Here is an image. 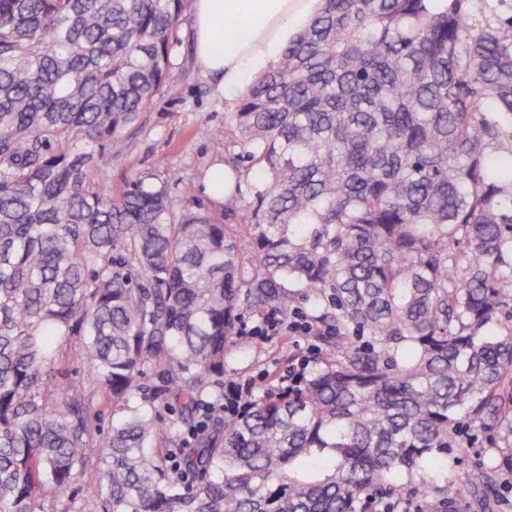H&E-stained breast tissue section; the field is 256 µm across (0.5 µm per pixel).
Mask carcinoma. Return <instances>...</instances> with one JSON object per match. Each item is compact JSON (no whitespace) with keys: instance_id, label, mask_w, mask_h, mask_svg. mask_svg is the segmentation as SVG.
I'll use <instances>...</instances> for the list:
<instances>
[{"instance_id":"obj_1","label":"carcinoma","mask_w":512,"mask_h":512,"mask_svg":"<svg viewBox=\"0 0 512 512\" xmlns=\"http://www.w3.org/2000/svg\"><path fill=\"white\" fill-rule=\"evenodd\" d=\"M183 10L0 0V512H60L85 469L91 512H443L461 423L512 436V30L470 0H322L225 127L244 250L167 180L107 190ZM301 291L334 309L319 367L221 414L239 321ZM464 481L493 512L498 467ZM80 341V336H72L66 343H61L63 351L68 353V359L63 365V369L67 371L70 379L77 382L86 378V367L78 358L72 355L74 349L79 346Z\"/></svg>"}]
</instances>
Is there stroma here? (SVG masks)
Returning a JSON list of instances; mask_svg holds the SVG:
<instances>
[{
    "label": "stroma",
    "mask_w": 512,
    "mask_h": 512,
    "mask_svg": "<svg viewBox=\"0 0 512 512\" xmlns=\"http://www.w3.org/2000/svg\"><path fill=\"white\" fill-rule=\"evenodd\" d=\"M170 59L178 80L157 95L137 127L130 131L126 154L112 164L108 190L117 197L135 180L157 183L174 172L179 179L170 184L169 192L175 210L201 205L220 220L224 210L218 201L204 194L203 185L210 169L224 161V122L232 107L196 61L191 10H184L182 21L173 32ZM319 348V343L308 336H238L224 379L251 381L261 389L266 384L264 374L275 361L290 358L298 364L311 359ZM493 436V430L482 424L467 426L458 437L463 450L457 473L495 461L490 449Z\"/></svg>",
    "instance_id": "1"
}]
</instances>
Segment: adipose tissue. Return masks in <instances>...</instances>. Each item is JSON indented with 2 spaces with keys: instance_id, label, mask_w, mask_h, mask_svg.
<instances>
[{
  "instance_id": "obj_1",
  "label": "adipose tissue",
  "mask_w": 512,
  "mask_h": 512,
  "mask_svg": "<svg viewBox=\"0 0 512 512\" xmlns=\"http://www.w3.org/2000/svg\"><path fill=\"white\" fill-rule=\"evenodd\" d=\"M320 6L321 0H193L195 53L203 72L218 81L225 99H236L251 78L277 63ZM228 22L239 31L225 41Z\"/></svg>"
}]
</instances>
